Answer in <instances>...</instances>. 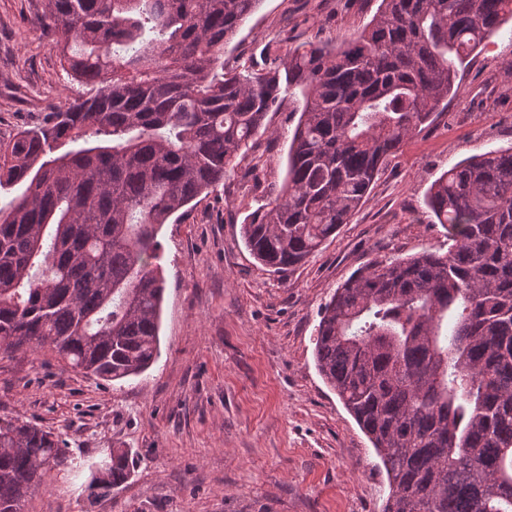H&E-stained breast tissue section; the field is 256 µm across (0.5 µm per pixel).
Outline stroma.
<instances>
[{
	"instance_id": "1",
	"label": "stroma",
	"mask_w": 512,
	"mask_h": 512,
	"mask_svg": "<svg viewBox=\"0 0 512 512\" xmlns=\"http://www.w3.org/2000/svg\"><path fill=\"white\" fill-rule=\"evenodd\" d=\"M379 0H261L224 46L225 70L264 68L308 42L341 45ZM43 0H0V143L47 119L81 90L50 37ZM512 21L458 74L460 92L403 145L369 196L305 263L280 275L257 263L240 228L279 192L303 99L287 96L213 193L159 234L165 293L160 355L106 383L52 348L0 354V420L62 440L66 465L32 487L25 512H383L386 474L374 448L319 374L315 328L336 287L375 259L447 248L424 198L457 163L512 146ZM129 478L89 497L90 466L109 449Z\"/></svg>"
}]
</instances>
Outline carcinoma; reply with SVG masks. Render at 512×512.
Returning <instances> with one entry per match:
<instances>
[{
	"instance_id": "carcinoma-1",
	"label": "carcinoma",
	"mask_w": 512,
	"mask_h": 512,
	"mask_svg": "<svg viewBox=\"0 0 512 512\" xmlns=\"http://www.w3.org/2000/svg\"><path fill=\"white\" fill-rule=\"evenodd\" d=\"M260 0H44L37 29L87 87L0 143V353L46 345L104 381L159 352L162 225L269 133L280 94L304 105L279 194L241 225L274 273L305 261L367 197L406 139L458 95L457 65L512 0H381L338 47L308 43L224 73V43ZM448 252L372 261L321 312L315 359L385 469L384 512H512V147L430 185ZM66 461L50 431L0 421V512ZM97 497L130 475L111 449Z\"/></svg>"
}]
</instances>
